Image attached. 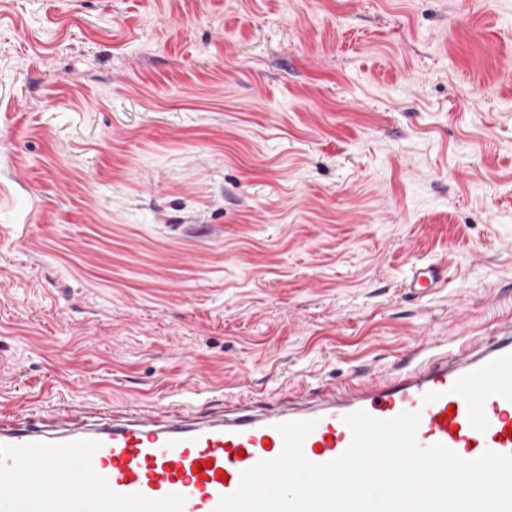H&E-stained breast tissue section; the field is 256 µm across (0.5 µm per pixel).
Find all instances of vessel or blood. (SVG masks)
Returning a JSON list of instances; mask_svg holds the SVG:
<instances>
[{"label":"vessel or blood","instance_id":"b4317fda","mask_svg":"<svg viewBox=\"0 0 512 512\" xmlns=\"http://www.w3.org/2000/svg\"><path fill=\"white\" fill-rule=\"evenodd\" d=\"M448 280L438 262L415 265L404 282L423 292ZM416 412V441L471 460L512 456V320L498 337L457 350L413 352L384 378L309 398L297 394L224 414L161 415L136 406L104 423L62 411L55 425L22 414L0 424V512H214L244 471L276 458L277 424L312 420L305 457L323 464L351 442L345 416Z\"/></svg>","mask_w":512,"mask_h":512}]
</instances>
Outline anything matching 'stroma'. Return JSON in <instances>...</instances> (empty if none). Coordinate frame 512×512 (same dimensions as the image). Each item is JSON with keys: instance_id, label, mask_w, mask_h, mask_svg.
<instances>
[{"instance_id": "35a3bbf8", "label": "stroma", "mask_w": 512, "mask_h": 512, "mask_svg": "<svg viewBox=\"0 0 512 512\" xmlns=\"http://www.w3.org/2000/svg\"><path fill=\"white\" fill-rule=\"evenodd\" d=\"M510 318L512 0H0V401L220 409ZM447 281V267L438 262H430L415 265L404 282V288L426 292L440 288Z\"/></svg>"}]
</instances>
